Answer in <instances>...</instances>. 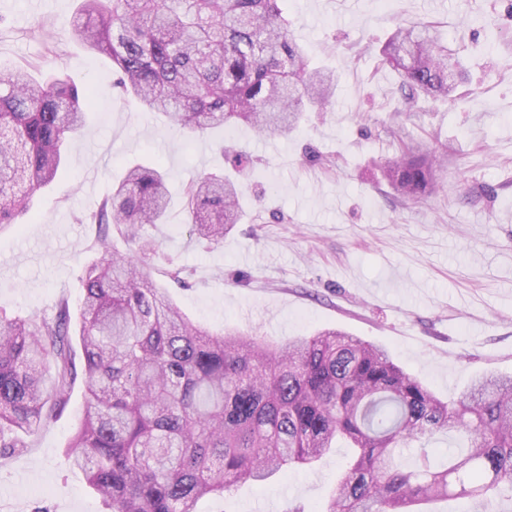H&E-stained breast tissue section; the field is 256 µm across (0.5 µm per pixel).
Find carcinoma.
Returning a JSON list of instances; mask_svg holds the SVG:
<instances>
[{"label":"carcinoma","instance_id":"cac0c4a2","mask_svg":"<svg viewBox=\"0 0 512 512\" xmlns=\"http://www.w3.org/2000/svg\"><path fill=\"white\" fill-rule=\"evenodd\" d=\"M286 2L80 0L71 33L112 59L142 109L181 129L285 134L336 91L335 70L311 67L290 37ZM381 56L411 99L464 98L461 62L434 26L397 27ZM86 106L66 75L0 77V228L56 178ZM436 163L412 147L380 171L417 202L437 189ZM185 196L198 239L219 243L245 216L230 173L197 175ZM168 206L160 167L134 166L90 217L132 245L118 254L98 237L101 256L82 274L86 394L68 459L110 512H197L207 496L311 467L340 441L353 455L324 512H425L450 496L496 512L494 495L512 492V376L482 374L448 403L384 347L340 329L274 343L197 325L144 270L158 250L140 230L164 223ZM76 378L66 300L51 318H0V453L25 447ZM448 429L467 447L424 445L401 465L400 449Z\"/></svg>","mask_w":512,"mask_h":512}]
</instances>
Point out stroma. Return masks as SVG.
<instances>
[{
    "instance_id": "obj_1",
    "label": "stroma",
    "mask_w": 512,
    "mask_h": 512,
    "mask_svg": "<svg viewBox=\"0 0 512 512\" xmlns=\"http://www.w3.org/2000/svg\"><path fill=\"white\" fill-rule=\"evenodd\" d=\"M511 1L364 0L354 15L338 0H288L291 35L335 68L336 94L291 133L258 135L180 131L141 111L114 88L111 60L70 39L79 0H0V74L63 73L90 97L54 182L0 231V313L50 318L64 300L78 316L83 268L98 257L90 214L130 167L159 163L167 218L141 233L159 246L152 280L190 320L279 340L338 327L385 346L448 402L481 373L512 375ZM409 22L439 25L473 95L409 105L399 75L377 65ZM403 141L440 161L439 190L417 204L401 203L372 165ZM226 147L251 158L238 175L246 217L209 244L190 234L183 191L223 169ZM172 263L189 270L186 285L169 279ZM84 402L79 380L25 449L0 455V512H107L67 456ZM347 454L202 499L198 512H322Z\"/></svg>"
}]
</instances>
